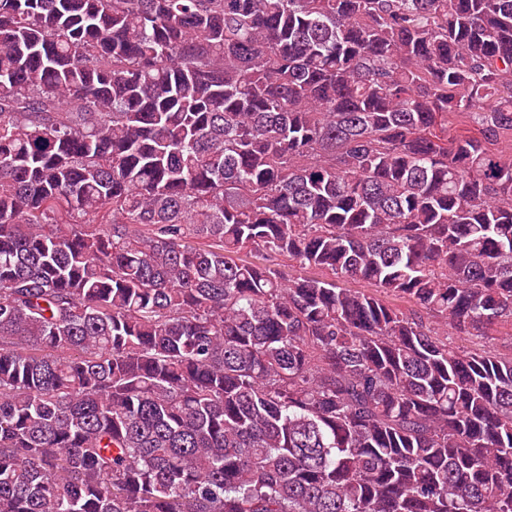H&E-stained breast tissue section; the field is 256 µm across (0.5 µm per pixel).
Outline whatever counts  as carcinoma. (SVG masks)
<instances>
[{
	"instance_id": "cac0c4a2",
	"label": "carcinoma",
	"mask_w": 512,
	"mask_h": 512,
	"mask_svg": "<svg viewBox=\"0 0 512 512\" xmlns=\"http://www.w3.org/2000/svg\"><path fill=\"white\" fill-rule=\"evenodd\" d=\"M502 328L512 0H0V512H512Z\"/></svg>"
}]
</instances>
